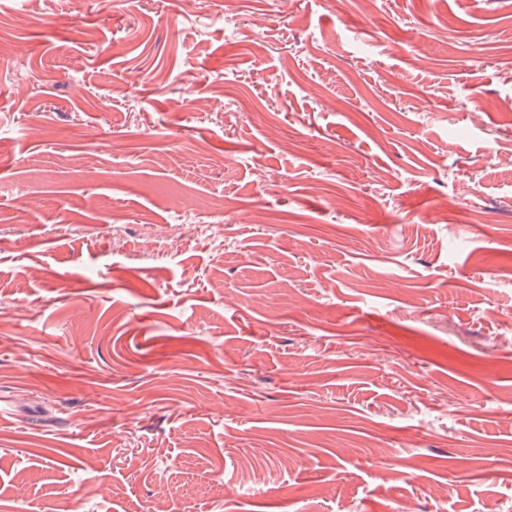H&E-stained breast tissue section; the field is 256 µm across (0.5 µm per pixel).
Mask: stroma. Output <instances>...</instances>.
Instances as JSON below:
<instances>
[{"instance_id":"stroma-1","label":"stroma","mask_w":512,"mask_h":512,"mask_svg":"<svg viewBox=\"0 0 512 512\" xmlns=\"http://www.w3.org/2000/svg\"><path fill=\"white\" fill-rule=\"evenodd\" d=\"M0 42V512H512V0Z\"/></svg>"}]
</instances>
